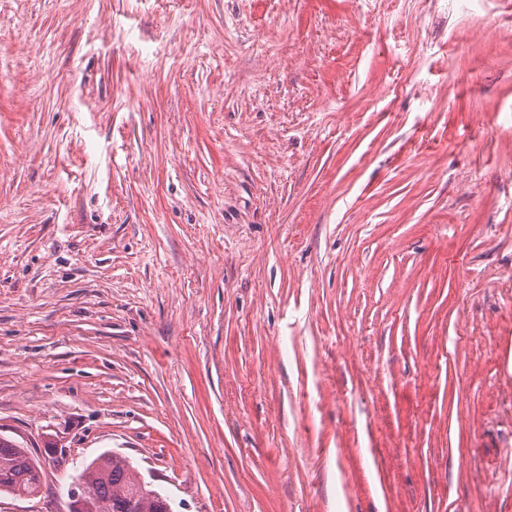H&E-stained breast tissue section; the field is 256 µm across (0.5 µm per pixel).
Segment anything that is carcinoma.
<instances>
[{"label":"carcinoma","mask_w":512,"mask_h":512,"mask_svg":"<svg viewBox=\"0 0 512 512\" xmlns=\"http://www.w3.org/2000/svg\"><path fill=\"white\" fill-rule=\"evenodd\" d=\"M43 472L31 453L0 437V494L39 493ZM77 480L99 512H172L168 499L141 481L126 458L103 453L83 466Z\"/></svg>","instance_id":"cac0c4a2"}]
</instances>
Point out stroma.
<instances>
[{"mask_svg":"<svg viewBox=\"0 0 512 512\" xmlns=\"http://www.w3.org/2000/svg\"><path fill=\"white\" fill-rule=\"evenodd\" d=\"M0 436V512H512V0H0ZM31 453L14 441L0 437V494L14 497L37 495L43 472ZM76 478L87 489L96 512H172L168 499L142 482L131 463L117 454H101ZM87 498L77 494L72 512L94 511Z\"/></svg>","mask_w":512,"mask_h":512,"instance_id":"obj_1","label":"stroma"}]
</instances>
